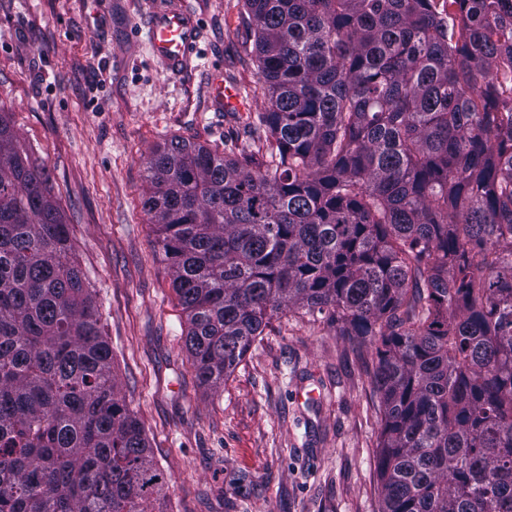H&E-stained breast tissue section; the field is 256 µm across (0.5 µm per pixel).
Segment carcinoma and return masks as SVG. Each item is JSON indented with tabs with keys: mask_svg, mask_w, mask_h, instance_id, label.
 <instances>
[{
	"mask_svg": "<svg viewBox=\"0 0 512 512\" xmlns=\"http://www.w3.org/2000/svg\"><path fill=\"white\" fill-rule=\"evenodd\" d=\"M243 0L268 152L145 206L218 392L277 313L374 347L379 512H512V0ZM44 164L0 112V512H163Z\"/></svg>",
	"mask_w": 512,
	"mask_h": 512,
	"instance_id": "1",
	"label": "carcinoma"
}]
</instances>
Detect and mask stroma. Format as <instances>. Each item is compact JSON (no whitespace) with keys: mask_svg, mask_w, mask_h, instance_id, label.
I'll use <instances>...</instances> for the list:
<instances>
[{"mask_svg":"<svg viewBox=\"0 0 512 512\" xmlns=\"http://www.w3.org/2000/svg\"><path fill=\"white\" fill-rule=\"evenodd\" d=\"M165 2L0 0V108L46 166L120 391L165 476L167 512H378L373 349L344 342L321 314L290 312L273 317L223 391L195 377L144 207L148 161L175 136L238 147L267 101L242 0H191L201 39L185 75L133 36ZM215 66L248 111L211 110ZM304 386L322 399L300 402Z\"/></svg>","mask_w":512,"mask_h":512,"instance_id":"stroma-1","label":"stroma"}]
</instances>
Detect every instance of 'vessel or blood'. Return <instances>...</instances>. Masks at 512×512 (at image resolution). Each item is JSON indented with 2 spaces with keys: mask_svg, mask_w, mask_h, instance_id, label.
I'll return each mask as SVG.
<instances>
[{
  "mask_svg": "<svg viewBox=\"0 0 512 512\" xmlns=\"http://www.w3.org/2000/svg\"><path fill=\"white\" fill-rule=\"evenodd\" d=\"M143 33L153 58L177 74L190 69L198 49L197 21L190 0H171L165 8L151 11ZM208 94L218 111L242 112L246 109L238 84L225 79L223 70L212 72Z\"/></svg>",
  "mask_w": 512,
  "mask_h": 512,
  "instance_id": "b4317fda",
  "label": "vessel or blood"
}]
</instances>
